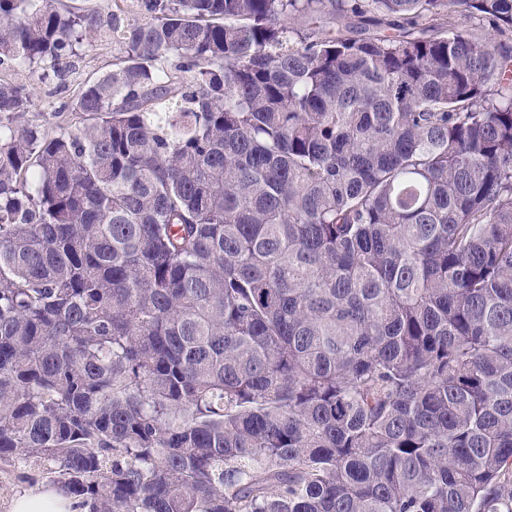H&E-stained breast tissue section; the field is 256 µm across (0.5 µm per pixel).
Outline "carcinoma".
<instances>
[{
	"mask_svg": "<svg viewBox=\"0 0 512 512\" xmlns=\"http://www.w3.org/2000/svg\"><path fill=\"white\" fill-rule=\"evenodd\" d=\"M136 7L73 130L0 80V462L88 512H512V0ZM101 26L0 0V64Z\"/></svg>",
	"mask_w": 512,
	"mask_h": 512,
	"instance_id": "carcinoma-1",
	"label": "carcinoma"
}]
</instances>
